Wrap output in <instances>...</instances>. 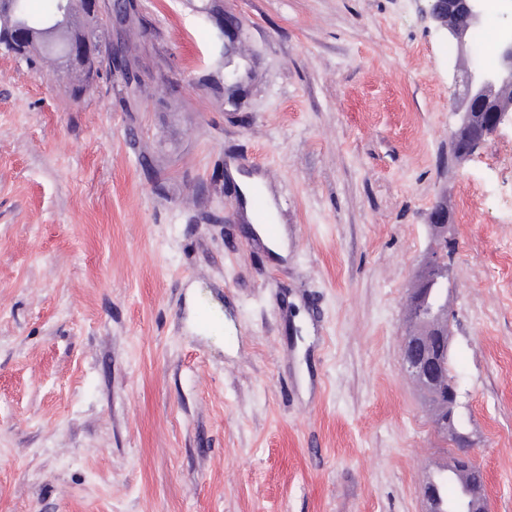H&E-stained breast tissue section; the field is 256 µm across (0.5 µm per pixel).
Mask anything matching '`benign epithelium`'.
<instances>
[{
    "mask_svg": "<svg viewBox=\"0 0 512 512\" xmlns=\"http://www.w3.org/2000/svg\"><path fill=\"white\" fill-rule=\"evenodd\" d=\"M430 17L445 30L459 50L467 47L470 30L482 25L487 16L499 9L503 0H427ZM72 0H65L60 13L39 23L23 18L9 28L0 29V45H7L19 56L35 53L54 42L63 30L61 19L71 9ZM70 52L64 59L67 69L81 74L87 62L88 38L70 40ZM497 65L486 69L473 65L456 77L452 100L459 121L451 132L455 157L464 161L475 154L486 140L500 128L512 124V28L502 32L496 47ZM435 248L428 255L409 288L408 309L415 313L414 323L432 337L433 348L411 333L401 337L402 369L418 384L436 391L440 408L435 412L438 427L447 431L456 448L453 466L462 471L481 472L469 453V437L452 427L455 409L459 406L456 388H446V364L441 357L448 347V305L430 300L437 285L450 276V268L442 263L443 246L448 243V209L439 205L431 212ZM450 512H490L485 488L474 489L468 499L448 505Z\"/></svg>",
    "mask_w": 512,
    "mask_h": 512,
    "instance_id": "1",
    "label": "benign epithelium"
}]
</instances>
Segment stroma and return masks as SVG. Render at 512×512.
Instances as JSON below:
<instances>
[{
    "instance_id": "stroma-1",
    "label": "stroma",
    "mask_w": 512,
    "mask_h": 512,
    "mask_svg": "<svg viewBox=\"0 0 512 512\" xmlns=\"http://www.w3.org/2000/svg\"><path fill=\"white\" fill-rule=\"evenodd\" d=\"M427 8L135 0L136 84L80 99L0 49V512H426L449 447L400 338L442 202L459 425L512 512V127L454 160L474 55ZM233 178L237 181L239 184L240 192L243 194L245 205L247 206L250 203V196L252 188L256 185H263L266 190V195L256 193L253 196L252 200V207H253V214L254 219L257 224H262L265 226V235L268 238H272L277 236L279 233V238L269 241L268 246L271 249V251L275 255H281L285 256L287 252V241L285 237V233L282 230L280 232V225L279 224H270L266 222L265 215L269 209V204H272V194L265 185L264 181L261 179L258 175H245L242 173H239L235 169L231 170ZM270 201V203H269ZM274 211V206H273Z\"/></svg>"
}]
</instances>
